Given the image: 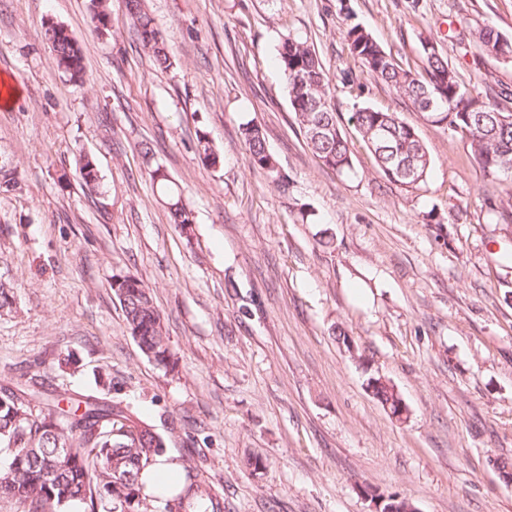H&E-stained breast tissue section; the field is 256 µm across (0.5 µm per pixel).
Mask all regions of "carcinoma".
Here are the masks:
<instances>
[{
  "instance_id": "cac0c4a2",
  "label": "carcinoma",
  "mask_w": 512,
  "mask_h": 512,
  "mask_svg": "<svg viewBox=\"0 0 512 512\" xmlns=\"http://www.w3.org/2000/svg\"><path fill=\"white\" fill-rule=\"evenodd\" d=\"M91 25L99 34L112 30V16L106 0L92 2ZM126 14L133 22L142 46L154 66L167 70L174 61L157 29L144 0H126ZM496 29L482 27L473 34V44L481 55L491 54L490 40ZM55 65L60 59L72 62L71 76L84 78L83 54L71 34L54 24L45 28ZM350 55L361 71L392 87L412 108L427 94L443 98L441 105L421 116L462 133L473 163L491 181L512 180V90L502 88L496 96L479 92L448 63V58L431 37L420 40L422 65L417 70L401 67L363 27L350 24L344 32ZM431 49H426V45ZM279 63L282 68L292 112L313 155L327 168L340 174L352 171L350 144L339 127L333 103L332 78L308 39L288 34L281 40ZM482 104L498 118L483 125H469L461 114ZM349 122L374 154L378 172L406 187L425 182L431 166L430 155L417 129L399 113L353 104ZM241 136L250 163L263 170L273 186L288 193V174L275 169L278 161L268 151L263 129L252 122L243 124ZM409 162L418 180L400 176L396 162ZM94 160L80 158L78 176L90 193H96L100 179L90 178ZM153 187L166 205L171 223L190 235L194 215L176 184L161 169L150 172ZM126 288L115 293L122 307L128 332L141 352L157 364H170L172 353L164 332L162 315L150 289L142 279L126 275ZM372 392L387 410L402 402L392 385L380 378L370 381ZM164 437L153 425L122 407L121 403L98 395L79 398H41L29 388L0 386V449L8 463L0 468V494L29 506L28 512H67L81 504L84 512H141L148 494L141 482L144 469L156 463L163 453ZM64 448L60 457L52 449ZM163 512H224V501L212 493L192 466L184 467L180 492L160 494Z\"/></svg>"
}]
</instances>
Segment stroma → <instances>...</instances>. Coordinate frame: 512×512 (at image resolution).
Listing matches in <instances>:
<instances>
[{
	"label": "stroma",
	"instance_id": "1",
	"mask_svg": "<svg viewBox=\"0 0 512 512\" xmlns=\"http://www.w3.org/2000/svg\"><path fill=\"white\" fill-rule=\"evenodd\" d=\"M175 62L157 69L109 0H0V385L21 375L41 396L112 394L153 423L165 459L201 471L224 512H370L361 488L418 512H512V181L492 183L465 138L425 121L359 72L344 41L359 23L404 65L434 38L471 79L512 88V60L480 56L472 34L512 38V0H146ZM80 44L86 75L54 64L44 28ZM313 43L335 84L354 172L307 147L277 60L283 35ZM357 75L345 83L344 72ZM414 124L432 164L424 184L382 177L349 124L353 102ZM254 122L288 173L287 195L254 168L240 134ZM207 137L217 166L199 157ZM152 152L143 155L142 143ZM102 184L85 191L77 160ZM163 168L190 204L181 234L152 188ZM310 204L302 223L297 203ZM133 274L160 310L173 366L149 360L112 288ZM388 380L396 420L368 381ZM262 458L259 471L247 468Z\"/></svg>",
	"mask_w": 512,
	"mask_h": 512
}]
</instances>
